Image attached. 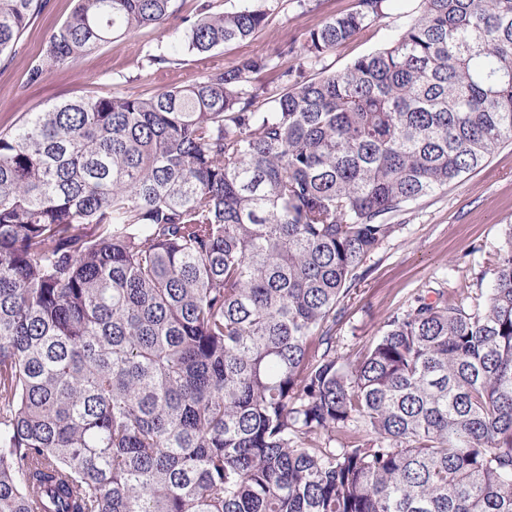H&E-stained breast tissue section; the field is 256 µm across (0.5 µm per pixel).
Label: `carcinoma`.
I'll list each match as a JSON object with an SVG mask.
<instances>
[{"label":"carcinoma","instance_id":"cac0c4a2","mask_svg":"<svg viewBox=\"0 0 512 512\" xmlns=\"http://www.w3.org/2000/svg\"><path fill=\"white\" fill-rule=\"evenodd\" d=\"M385 2L0 133V512H512V224L489 288L428 289L337 349L392 215L512 143V0H417L304 75ZM44 4L0 0V58ZM178 11L77 0L45 61ZM186 23L205 54L268 14ZM416 3L411 0L389 1L385 14L373 24L369 32L355 37L348 45L327 53L319 63L309 65L306 68V75L313 76L322 71L326 73L340 71L353 59L381 47L402 27L407 20V12Z\"/></svg>","mask_w":512,"mask_h":512}]
</instances>
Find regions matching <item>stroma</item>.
Instances as JSON below:
<instances>
[{"label": "stroma", "instance_id": "35a3bbf8", "mask_svg": "<svg viewBox=\"0 0 512 512\" xmlns=\"http://www.w3.org/2000/svg\"><path fill=\"white\" fill-rule=\"evenodd\" d=\"M201 0H182L164 30L151 27L110 39L76 62L44 66L39 82L27 71L42 64L51 32L72 13L75 0H47L28 27L12 58L0 61V131L14 128L31 112L76 97L110 93L151 95L182 86L249 56H276L289 41L303 42L324 19L349 9L353 0H261L270 13L255 37L205 55L178 48L183 19L196 15ZM412 0H389L370 31L327 53L307 67V75L337 72L353 59L381 47L399 30ZM155 55L174 58L171 66L152 63ZM400 229L371 255L368 275L353 289L345 318L336 326L338 350L355 354L376 335L390 312L419 292L453 289L460 283L481 288L490 251L512 224V145L497 148L488 161L462 181L403 208L392 218Z\"/></svg>", "mask_w": 512, "mask_h": 512}]
</instances>
